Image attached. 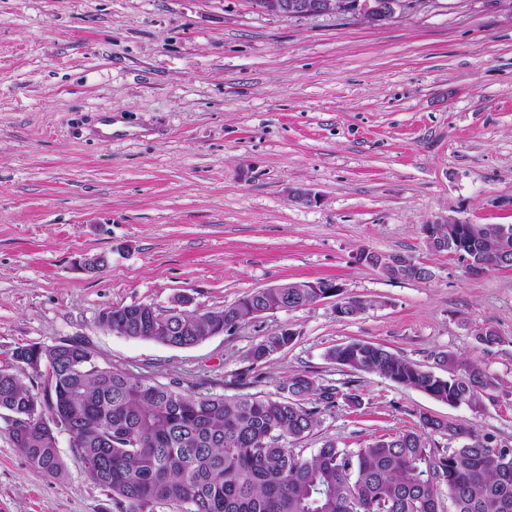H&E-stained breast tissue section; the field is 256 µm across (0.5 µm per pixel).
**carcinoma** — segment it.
I'll use <instances>...</instances> for the list:
<instances>
[{
    "mask_svg": "<svg viewBox=\"0 0 512 512\" xmlns=\"http://www.w3.org/2000/svg\"><path fill=\"white\" fill-rule=\"evenodd\" d=\"M469 239L472 263L499 258V225L435 224L429 250L452 251ZM317 301L306 288L288 289V306ZM280 307L256 289L213 313L175 315L173 329L156 324L139 305L111 307L113 334L154 340L176 348L211 337L215 320L241 323L257 308ZM280 332L251 348L256 360L267 345L287 346ZM90 349L66 341L44 348L40 360L51 390L27 385L30 366L0 370V412L21 420L9 433L15 447L40 473L59 477L66 462L43 416L66 414L74 429L72 453L86 474L107 492L117 512H439L448 496L453 512H512V447L494 442L477 425L420 417V430L382 436L355 451L326 440L308 456L288 447L314 434L319 416L342 399L359 403L350 383L318 384L304 372L288 375V395H188L169 386L137 383L118 368L94 367ZM334 363L379 374L451 406L477 412L497 380L465 359L439 351L423 369L386 347L363 339L327 352ZM441 434L458 446L442 452L429 437Z\"/></svg>",
    "mask_w": 512,
    "mask_h": 512,
    "instance_id": "cac0c4a2",
    "label": "carcinoma"
}]
</instances>
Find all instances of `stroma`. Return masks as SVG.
<instances>
[{
    "mask_svg": "<svg viewBox=\"0 0 512 512\" xmlns=\"http://www.w3.org/2000/svg\"><path fill=\"white\" fill-rule=\"evenodd\" d=\"M308 189L314 202L292 193ZM512 224V0H428L385 26L288 17L247 0H0V369L28 344L84 342L102 367L186 394L274 395L289 374L354 381L324 441L363 448L421 415L512 445V268L469 275L429 251L443 217ZM433 272L393 280L356 256ZM106 256L100 272L85 259ZM336 299L241 322L192 348L103 330L101 310L191 311L286 282ZM496 330L501 345L477 337ZM290 330L261 362L251 348ZM365 339L420 366L446 351L499 387L482 412L329 361ZM0 419V512H114L59 437L63 477L34 470Z\"/></svg>",
    "mask_w": 512,
    "mask_h": 512,
    "instance_id": "obj_1",
    "label": "stroma"
}]
</instances>
